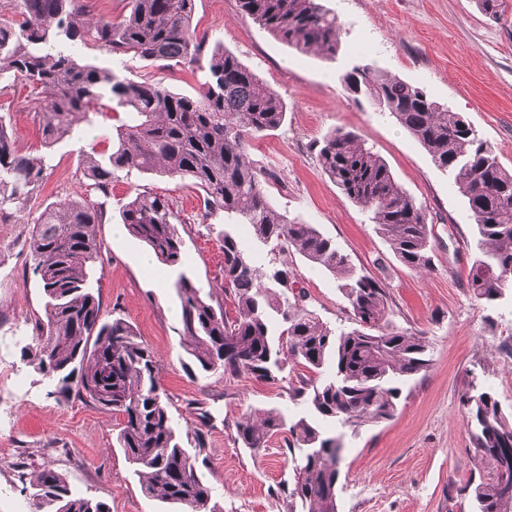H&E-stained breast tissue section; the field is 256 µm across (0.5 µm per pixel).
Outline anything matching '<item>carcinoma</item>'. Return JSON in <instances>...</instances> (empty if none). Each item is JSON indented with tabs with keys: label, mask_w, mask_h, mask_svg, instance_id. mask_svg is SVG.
<instances>
[{
	"label": "carcinoma",
	"mask_w": 512,
	"mask_h": 512,
	"mask_svg": "<svg viewBox=\"0 0 512 512\" xmlns=\"http://www.w3.org/2000/svg\"><path fill=\"white\" fill-rule=\"evenodd\" d=\"M506 2L476 5L498 19ZM237 3L289 48L336 60L341 27L322 0ZM16 9L21 20L0 22V80H21L42 99L36 113L42 147L50 152L64 139L85 136L113 103L132 117L101 132L112 151L86 157L89 187L106 198L116 172L133 169L189 179L201 194L202 219L227 220L221 238L224 296L203 293L184 271L168 283L181 310L186 368L272 384L290 363L307 369L309 375L288 390V400L300 410L269 406L250 412L235 423L234 439L255 452L284 435L294 463L293 481L276 491L285 512H338L343 442L330 430L393 418L403 385L430 366L431 346L425 332L395 322L380 276L357 270L319 225L272 209L267 185L274 174L249 149L250 140L282 126L283 98L220 46L209 80L192 96L161 82L132 81L112 68V58L129 54L152 62L199 60L204 40L191 24L195 0H130L129 15L120 20L87 11L84 0H16ZM90 42L106 51L103 63L76 55L78 46ZM341 83L349 98L392 117L436 167L454 175L473 223L476 252L468 286L474 296L494 307L512 294V171L496 147L462 113L372 62L354 65ZM316 149L322 171L344 198L370 213L393 256L413 271H429L428 209L402 187L387 162L358 133L341 128ZM45 170V157L20 153L0 120L1 221L27 209ZM105 215L103 203L79 196L34 217L29 251L44 315L21 356L50 381L56 401L77 398L119 417L115 442L145 497L187 512H223L188 451L206 446L204 432L184 441L153 351L126 320L102 318L101 244L94 228ZM120 218L160 265H183L180 220L168 197L138 193ZM235 224L249 226L255 246L241 242ZM290 250L333 278L351 327H332L310 309L297 274L278 262ZM460 404L475 457L489 463L492 474L487 482L467 481L456 495L470 499L473 512H505L503 499L512 490V413L474 378ZM21 482L32 512H109L50 464Z\"/></svg>",
	"instance_id": "carcinoma-1"
}]
</instances>
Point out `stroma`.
I'll return each instance as SVG.
<instances>
[{
  "instance_id": "obj_1",
  "label": "stroma",
  "mask_w": 512,
  "mask_h": 512,
  "mask_svg": "<svg viewBox=\"0 0 512 512\" xmlns=\"http://www.w3.org/2000/svg\"><path fill=\"white\" fill-rule=\"evenodd\" d=\"M342 25L335 62L294 53L240 11L236 0H195L193 25L208 42L223 43L264 86L287 104L283 125L253 140L251 156L276 174L268 186L273 208L319 225L362 269L386 261V286L398 325L426 332L428 371L403 389L395 416L345 433L340 464L339 512H471L452 499L453 487L489 475L474 456L459 396L479 378L506 412H512V357L500 354L512 341V298L485 306L467 285L473 229L467 203L452 175L387 115L349 99L340 77L360 59L374 60L388 76L425 88L452 111L464 113L479 135L512 167V0L502 19L481 13L475 0H324ZM115 70L137 82L160 81L193 95L207 80L209 60L165 65L129 55ZM40 107L22 85L0 93V119L17 147L41 153L36 122ZM362 136L389 164L398 182L426 205L432 219L433 268L418 273L397 261L375 232L369 215L346 200L324 175L315 144L330 130ZM95 136L58 143L48 161L41 193L26 212L0 221V512H30L20 475L55 463L70 483L104 501L110 512H160L143 496L113 431L112 413L74 399L56 402L51 384L21 356L43 311L42 290L32 273L30 213L80 194L96 199L83 175L82 155L103 151ZM150 191L170 198L182 222L184 268L204 291L221 294L224 223L202 220L200 196L190 182L135 170L117 173L106 216L95 232L102 245L101 312L130 322L153 350L170 410L182 430H203L204 465L197 473L224 512H284L275 492L293 476L282 437L258 452L234 441V422L250 410L283 405L288 381L275 384L219 374H189L179 347L180 310L169 270L146 272V247L115 235L129 197ZM310 295L313 310L333 327L348 324L346 303L334 281L310 269L295 253L283 257Z\"/></svg>"
}]
</instances>
